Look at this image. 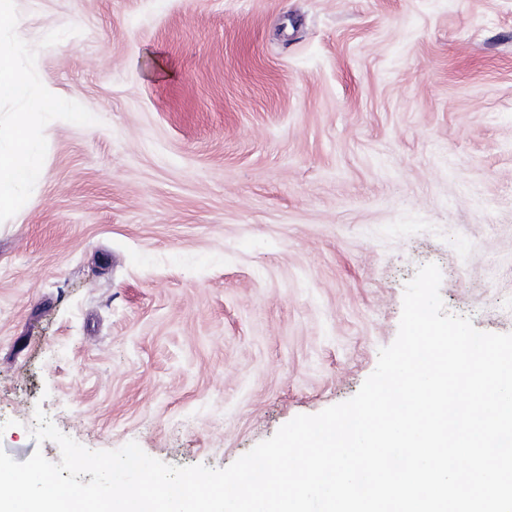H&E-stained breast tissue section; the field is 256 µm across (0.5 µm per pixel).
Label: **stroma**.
<instances>
[{
    "instance_id": "1",
    "label": "stroma",
    "mask_w": 512,
    "mask_h": 512,
    "mask_svg": "<svg viewBox=\"0 0 512 512\" xmlns=\"http://www.w3.org/2000/svg\"><path fill=\"white\" fill-rule=\"evenodd\" d=\"M0 448L224 468L353 397L436 264L512 333V0H14ZM49 107L59 110L62 105L43 93L32 97L14 120L10 146L5 150L0 148V210L15 206V188L18 185L39 177V169L33 158L30 128L36 117Z\"/></svg>"
}]
</instances>
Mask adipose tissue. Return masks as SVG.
<instances>
[{
    "mask_svg": "<svg viewBox=\"0 0 512 512\" xmlns=\"http://www.w3.org/2000/svg\"><path fill=\"white\" fill-rule=\"evenodd\" d=\"M54 104V99L40 94L32 97L27 107L16 116L11 143L7 149H0V210L14 207L18 185L38 178L30 128L36 117Z\"/></svg>",
    "mask_w": 512,
    "mask_h": 512,
    "instance_id": "1",
    "label": "adipose tissue"
}]
</instances>
